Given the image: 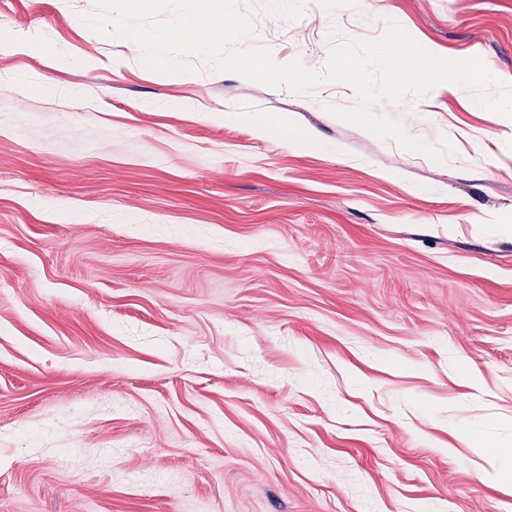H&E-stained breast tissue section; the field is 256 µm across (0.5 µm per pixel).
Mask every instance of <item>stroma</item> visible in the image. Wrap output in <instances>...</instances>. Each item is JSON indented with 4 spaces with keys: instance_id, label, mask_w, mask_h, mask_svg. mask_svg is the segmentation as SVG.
I'll use <instances>...</instances> for the list:
<instances>
[{
    "instance_id": "obj_1",
    "label": "stroma",
    "mask_w": 512,
    "mask_h": 512,
    "mask_svg": "<svg viewBox=\"0 0 512 512\" xmlns=\"http://www.w3.org/2000/svg\"><path fill=\"white\" fill-rule=\"evenodd\" d=\"M93 14L0 0V512H512V115L375 106L437 163L329 115L348 85L156 72ZM391 20L512 86V0H304L241 45L320 71ZM255 131L265 137H275L283 141L289 148L305 149L311 147L322 148L318 139L312 133L297 130L292 121L285 116L276 118L251 119Z\"/></svg>"
}]
</instances>
